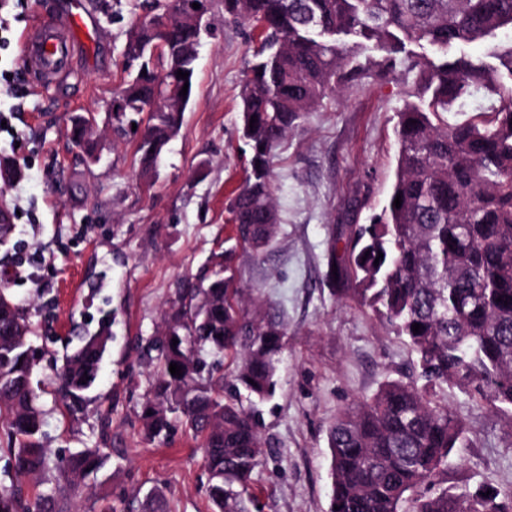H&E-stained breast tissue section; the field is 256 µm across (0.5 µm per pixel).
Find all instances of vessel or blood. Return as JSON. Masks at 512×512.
Segmentation results:
<instances>
[{"mask_svg":"<svg viewBox=\"0 0 512 512\" xmlns=\"http://www.w3.org/2000/svg\"><path fill=\"white\" fill-rule=\"evenodd\" d=\"M94 38L95 28L82 0H73L60 17L31 24L21 41L22 59L37 81L57 83L69 74L75 51L88 48Z\"/></svg>","mask_w":512,"mask_h":512,"instance_id":"obj_1","label":"vessel or blood"}]
</instances>
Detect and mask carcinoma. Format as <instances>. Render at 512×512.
Instances as JSON below:
<instances>
[{
	"instance_id": "obj_1",
	"label": "carcinoma",
	"mask_w": 512,
	"mask_h": 512,
	"mask_svg": "<svg viewBox=\"0 0 512 512\" xmlns=\"http://www.w3.org/2000/svg\"><path fill=\"white\" fill-rule=\"evenodd\" d=\"M224 18L262 27L240 93L250 159L228 203L235 245L212 275L183 291L164 334L150 342L159 374L142 415L146 435H163L168 414L180 413L201 437L215 512H251V477L265 442L238 394L274 393L286 325L245 308L230 274L236 247L261 257L277 234L273 152L287 134L350 82L395 72L406 44L415 43L432 56L405 62L411 85L396 112L387 200L369 223L349 225L342 257L331 247L326 276L339 297L406 340L416 375L387 381L340 410L328 435L330 512H512V496L495 487L450 493L440 480L464 441L443 390L457 388L512 423V38H499L512 27V0H224ZM201 36L187 8L167 11L157 0L126 33L130 80L112 100H157L137 130L145 176L182 125L183 112L166 95L185 85L193 93ZM354 38L374 43L379 55L360 58L349 46ZM155 43L164 52L152 64L139 51ZM459 43L483 51L448 60V48ZM179 70L188 77H177ZM450 112L468 117L450 124ZM30 333L19 307L0 300V420L14 444L9 452L18 473L76 488L102 460L93 448L50 460L31 382ZM110 339L105 329L84 336L66 357L58 393L68 407L94 384ZM223 357L235 365L227 397ZM172 363L181 374L170 373ZM0 512L55 510L51 497L31 500L13 486L0 489Z\"/></svg>"
}]
</instances>
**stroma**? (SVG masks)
Instances as JSON below:
<instances>
[{"mask_svg":"<svg viewBox=\"0 0 512 512\" xmlns=\"http://www.w3.org/2000/svg\"><path fill=\"white\" fill-rule=\"evenodd\" d=\"M97 35L60 87H37L21 60L22 33L35 7L62 14L71 0H23L0 11L8 20L0 47V156L20 172L0 189L11 233L0 239V276L29 318L33 384L44 412L50 458L99 449L101 468L73 491L12 467L0 422V486L54 496L59 512H128L161 495L166 512H213L200 440L171 415L166 437L144 434L142 408L157 378L146 352L190 283L223 260L230 232L228 199L243 183L240 89L252 59L249 25L226 21L213 0L197 48L195 87L178 134L153 178L140 174L138 136L117 130L105 105L128 81L126 31L143 0H85ZM404 72L350 83L307 113L277 149L273 196L279 233L265 257L237 252L241 287L287 327L273 397L257 404L267 460L251 479L262 512H329L327 435L337 412L388 379L411 376L415 355L369 311L338 298L325 272L331 243L347 224L386 201L395 170V114ZM93 112L102 135L100 163L86 165L69 139L76 114ZM109 322L108 344L81 408L65 414L56 375L81 336ZM466 440L445 474L449 492L481 483L512 493V423L465 393L447 392Z\"/></svg>","mask_w":512,"mask_h":512,"instance_id":"1","label":"stroma"}]
</instances>
